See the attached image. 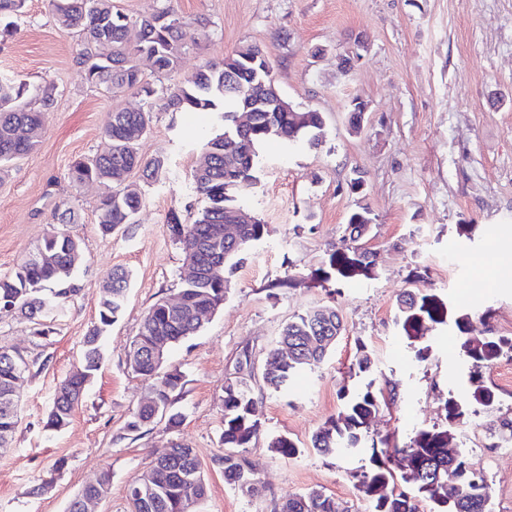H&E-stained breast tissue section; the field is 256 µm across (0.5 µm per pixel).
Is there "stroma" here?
<instances>
[{"label":"stroma","mask_w":512,"mask_h":512,"mask_svg":"<svg viewBox=\"0 0 512 512\" xmlns=\"http://www.w3.org/2000/svg\"><path fill=\"white\" fill-rule=\"evenodd\" d=\"M135 19L169 9L198 30L179 63L189 73L245 44L260 45L288 102L321 112L325 136L315 149L277 143L260 151L257 184L243 204L268 227L232 277L223 307L199 333L177 344L168 362L184 373L179 432L154 424L141 436L124 425L147 394L128 368L129 343L146 310L174 297L187 269L168 220L192 223L207 205L191 188L205 151L206 118L155 109L139 144L145 156L166 158L169 176L147 182L132 176L142 205L130 228L102 235L94 182L70 183L77 159L103 151L106 115L136 109L141 97L111 95L89 83L74 61L76 39L59 29L49 0H27L12 36L0 41V71L26 83L30 98L50 90L55 102L38 147L0 181V277L13 271L64 207L76 223L65 226L82 242L75 274L80 294L33 338L17 317L0 320V346L37 360L22 386L21 422L10 449L0 454V512H65L69 501L101 471L111 481L95 512H128L130 487L152 461L179 440L193 448L209 485L202 512H271L273 503L317 488L341 512H368L353 476L359 462L315 452L312 435L342 407L341 389L366 380L382 388L399 383L397 403L382 408L372 433L401 445L414 429L445 424V403L466 382L462 339L487 331L512 338V267L485 271L473 264L492 243L512 247V0H116ZM349 56L350 69L339 59ZM366 105L360 132L349 128L352 98ZM361 172L365 187L347 183ZM368 207L373 229L363 245L378 254L375 279L349 280L316 273L327 268L350 213ZM129 271L125 310L105 333V362L90 383L70 425L44 423L58 383L79 364L80 342L99 322L102 285L113 268ZM417 289L448 306L449 324L408 340L396 322V297ZM335 306L343 331L324 361L305 370L288 392L250 385L260 434L245 455L263 487L241 496L212 462L222 453L224 385L243 351L263 368L268 351L294 315ZM491 309V321L481 313ZM374 354L370 377L357 375L358 344ZM499 402L456 427L476 435L468 459L489 480L493 512H512V442L501 421L512 417V357L479 371ZM282 434L299 447L287 458L269 446ZM40 493H33L34 485Z\"/></svg>","instance_id":"obj_1"}]
</instances>
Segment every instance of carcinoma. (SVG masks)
<instances>
[{
	"label": "carcinoma",
	"mask_w": 512,
	"mask_h": 512,
	"mask_svg": "<svg viewBox=\"0 0 512 512\" xmlns=\"http://www.w3.org/2000/svg\"><path fill=\"white\" fill-rule=\"evenodd\" d=\"M27 0H0V36L12 32V18L24 13ZM55 24L78 33L76 63L83 68L87 80L110 94L116 90H134L149 100L160 99L169 112H201L209 115L222 132L206 143L209 165L193 175L194 190L209 205L191 224L169 222V230L182 246L184 258L194 261L203 253L223 260L226 276L214 280L202 274L183 280L178 293L183 297L187 313L172 318L164 311V299L152 304L141 319L138 333L129 346L127 365L149 382V397L128 417L125 429L140 433L149 427L146 420L154 412L166 417V428L179 430L182 414L174 409L184 388V375L177 368H166L167 358L151 355L152 346L160 336L169 338L167 348L196 335L203 322L200 315L224 302L231 289L230 276L243 262V256L267 233L266 225L256 217L251 223L238 225V243L226 244L216 239L211 229L216 224H231L245 209L240 205L243 192L257 181L259 151L270 141L288 144L305 142L315 148L320 144L324 127L322 113L256 112L255 125L242 131L237 125L236 110L242 108L240 97L226 92L230 80L248 82L250 78L266 77L270 62L257 44H247L224 56L219 63H208L187 77L169 84L163 96L145 82L137 60L146 56L160 72H170L180 60L190 28L170 10L130 19L117 9L114 0H50ZM136 39H130V30ZM25 86L13 77L0 75V179L23 156L40 142L45 116L54 105L48 92L40 97L41 109L29 108L23 100ZM153 118V106L131 112L114 109L107 114L102 127L103 138L112 147L90 157L77 160L69 168L74 183L98 181L106 187L98 205V224L104 235L119 226L133 223L141 205V196L125 186L132 172L150 181L166 178V160L161 155L147 157L138 150ZM373 218L366 207L349 216L346 235L340 247L330 254L329 265L336 273L350 279L355 275H373L376 254L361 247L359 241L372 229ZM82 255L81 242L64 230L55 228L16 267L0 278V319L20 316L31 324V335L40 339L50 332L45 318L64 312L68 303L81 291L74 277ZM129 273L112 270L109 283L100 298V325L83 338L80 366L56 388L45 426L61 431L71 423L81 404L87 386L101 369L105 352L103 328L112 325L121 314L127 291ZM397 322L411 340L429 325L447 323V305L433 294L414 290L400 292L396 299ZM464 334L462 350L465 361L473 369L470 387L465 395L451 397L445 403L446 418L454 424L478 408H490L497 402L496 392L479 381V368L503 357H512V338L468 336L465 323L455 322ZM343 329L342 319L334 306H321L293 317L283 327L278 342L291 349L287 357L273 361L263 374V381L275 392L288 387L291 379L325 358ZM374 360L363 343L358 345V373L372 372ZM29 363L18 349L0 348V447L11 444L19 425V379L25 377ZM251 371L250 359L239 362L240 376L224 385V429L221 444L228 451L213 458L224 471L225 481L238 491L248 485L247 496L259 492L255 468L243 456L260 432L254 418L251 387L243 372ZM343 406L337 417L319 428L311 438V447L323 456L366 455L368 464L359 467V490L370 503V512H418V501L432 504L431 512H493L487 480L469 469L465 453H448V436L452 429L419 428L402 447L390 445L385 439L370 434V422L381 405L399 398L398 385L373 390L369 382L362 389L340 394ZM269 447L292 457L299 449L285 435L271 438ZM172 454L152 462V489L142 498L129 494L130 512H180L177 505L184 499L198 501L208 495V483L201 463L193 449L174 443ZM413 461L416 475L396 474L397 458ZM410 486L386 500L376 494L382 483L396 481ZM110 474L102 473L94 484L85 485L69 502L66 512H85L89 499L107 492ZM274 512H339L336 501L319 489L296 495L274 506Z\"/></svg>",
	"instance_id": "obj_1"
}]
</instances>
